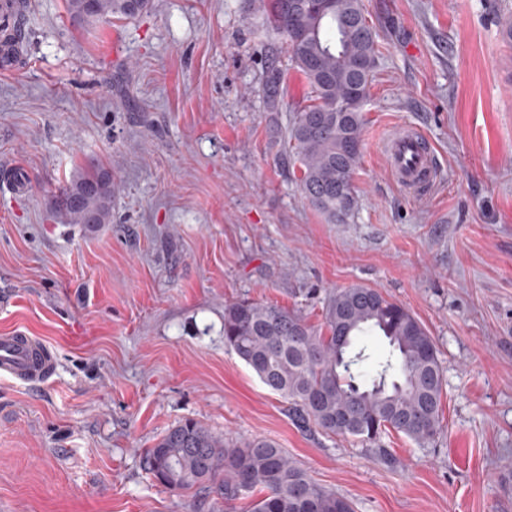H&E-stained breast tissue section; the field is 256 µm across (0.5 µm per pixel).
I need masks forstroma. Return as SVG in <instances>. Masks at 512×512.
Listing matches in <instances>:
<instances>
[{
    "label": "stroma",
    "mask_w": 512,
    "mask_h": 512,
    "mask_svg": "<svg viewBox=\"0 0 512 512\" xmlns=\"http://www.w3.org/2000/svg\"><path fill=\"white\" fill-rule=\"evenodd\" d=\"M377 33L357 207L329 223L284 143L310 89L253 0H151L75 23L26 0L0 63V333L53 346L39 385L0 380V512H211L143 464L179 422L266 437L355 512H512V0H363ZM283 74L275 107L263 76ZM417 127L430 196L386 174L379 143ZM101 163L109 223H62L56 188ZM380 290L433 337L442 427L372 447L300 428L224 343L252 299L321 325L329 292Z\"/></svg>",
    "instance_id": "stroma-1"
}]
</instances>
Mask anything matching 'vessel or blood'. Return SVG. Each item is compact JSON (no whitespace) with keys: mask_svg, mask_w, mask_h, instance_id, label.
<instances>
[{"mask_svg":"<svg viewBox=\"0 0 512 512\" xmlns=\"http://www.w3.org/2000/svg\"><path fill=\"white\" fill-rule=\"evenodd\" d=\"M382 154L392 179L404 190L427 191L435 186L439 168L436 154L416 127H395L384 139ZM55 369L50 350L25 333L0 335V377L36 385Z\"/></svg>","mask_w":512,"mask_h":512,"instance_id":"1","label":"vessel or blood"}]
</instances>
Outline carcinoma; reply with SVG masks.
<instances>
[{
	"label": "carcinoma",
	"mask_w": 512,
	"mask_h": 512,
	"mask_svg": "<svg viewBox=\"0 0 512 512\" xmlns=\"http://www.w3.org/2000/svg\"><path fill=\"white\" fill-rule=\"evenodd\" d=\"M265 31L284 40L291 66L307 81L311 103L295 116L287 142L299 163L300 188L332 224L356 205L362 105L376 63V34L362 0H256ZM65 0L74 21L132 19L150 0ZM65 224L95 229L110 221L112 176L96 162L54 196ZM381 336L388 351L368 363L365 340ZM224 343L271 391L288 400L303 428L378 448L401 433L423 446L441 427L443 369L432 336L403 305L352 285L329 293L324 322L298 311L242 299L224 306ZM144 465L160 485L196 488L218 503L248 498V512H354L344 496L323 488L266 438L229 443L194 420L168 429L147 449Z\"/></svg>",
	"instance_id": "obj_1"
}]
</instances>
